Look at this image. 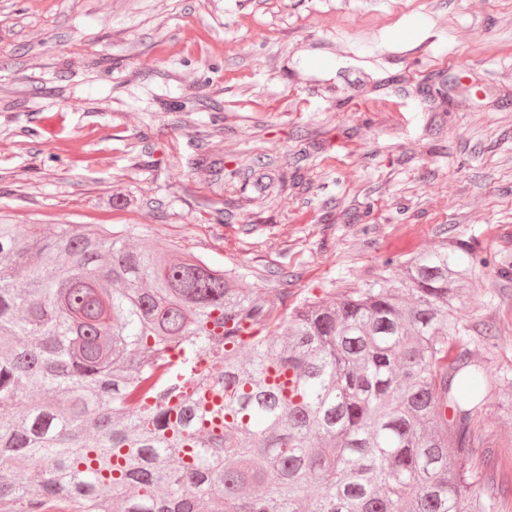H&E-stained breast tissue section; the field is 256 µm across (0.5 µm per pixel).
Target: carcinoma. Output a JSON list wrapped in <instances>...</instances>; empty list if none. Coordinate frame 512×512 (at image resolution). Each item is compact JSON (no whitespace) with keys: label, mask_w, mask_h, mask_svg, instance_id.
<instances>
[{"label":"carcinoma","mask_w":512,"mask_h":512,"mask_svg":"<svg viewBox=\"0 0 512 512\" xmlns=\"http://www.w3.org/2000/svg\"><path fill=\"white\" fill-rule=\"evenodd\" d=\"M143 240L0 224V512H502L512 479L489 494L451 463L512 387L494 324L458 316L473 263L274 305Z\"/></svg>","instance_id":"1"}]
</instances>
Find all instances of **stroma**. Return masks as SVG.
Masks as SVG:
<instances>
[{
	"mask_svg": "<svg viewBox=\"0 0 512 512\" xmlns=\"http://www.w3.org/2000/svg\"><path fill=\"white\" fill-rule=\"evenodd\" d=\"M0 224H126L292 302L462 248L512 375V0H0ZM481 428L495 480L512 406Z\"/></svg>",
	"mask_w": 512,
	"mask_h": 512,
	"instance_id": "35a3bbf8",
	"label": "stroma"
}]
</instances>
